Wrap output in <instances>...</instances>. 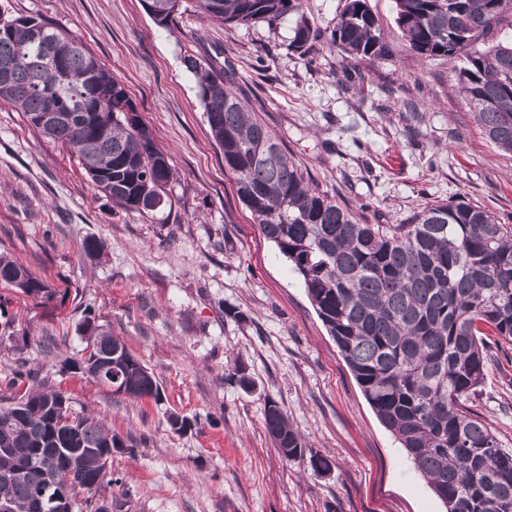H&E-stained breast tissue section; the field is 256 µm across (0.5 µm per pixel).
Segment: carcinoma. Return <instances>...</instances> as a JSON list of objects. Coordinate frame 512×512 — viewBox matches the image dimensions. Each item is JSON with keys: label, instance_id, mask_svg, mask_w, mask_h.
Wrapping results in <instances>:
<instances>
[{"label": "carcinoma", "instance_id": "cac0c4a2", "mask_svg": "<svg viewBox=\"0 0 512 512\" xmlns=\"http://www.w3.org/2000/svg\"><path fill=\"white\" fill-rule=\"evenodd\" d=\"M404 40L425 57L464 56L456 74L464 103L487 139L512 155V38L483 50L475 42L507 27L512 0H395ZM158 25L192 11L226 24L272 28L300 10L299 0H154ZM43 31L34 42L35 31ZM321 32L297 19L292 46L308 52ZM357 66L389 55L367 0H348L326 36ZM63 51V71L47 57ZM224 168L264 237L301 277L308 298L383 426L423 475L446 512H512V450L464 401L484 381L485 329L512 345V226L463 200L427 205L404 224H370L304 181L277 137L224 83V75L183 57ZM0 100L13 104L43 137L70 149L95 184L121 208L149 214L168 203L173 178L166 152L135 110L124 85L76 36L42 18L0 14ZM46 114L63 119L38 123ZM37 299L51 288L6 254L0 284ZM79 358L60 376H81L116 393L162 399L153 372L112 331L79 323ZM18 360L0 395V505L41 512L39 503L74 512H109L96 501L106 484L102 456L124 443L100 419L77 411L51 379ZM266 430L288 460L308 458L316 472L331 462L309 452L277 402L265 405Z\"/></svg>", "mask_w": 512, "mask_h": 512}]
</instances>
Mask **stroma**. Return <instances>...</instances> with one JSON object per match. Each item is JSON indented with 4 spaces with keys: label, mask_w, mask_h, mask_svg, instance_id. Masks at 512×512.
I'll return each instance as SVG.
<instances>
[{
    "label": "stroma",
    "mask_w": 512,
    "mask_h": 512,
    "mask_svg": "<svg viewBox=\"0 0 512 512\" xmlns=\"http://www.w3.org/2000/svg\"><path fill=\"white\" fill-rule=\"evenodd\" d=\"M347 2L301 0L323 34L303 56L290 45L291 15L271 29L188 12L166 29L143 0H0L6 15L77 36L125 86L174 173L170 207H116L68 148L0 101V253L56 292L42 304L0 284V328L27 337L24 359L51 375L80 356L76 326L92 312L162 387L157 402L60 381L76 410L125 443L98 494L112 512H445L364 398L301 278L238 200L183 65L194 55L227 72L307 180L370 223L463 200L512 224V157L462 102L461 59L417 56L395 0H368L392 54L362 63L361 80L343 89L349 62L325 35ZM409 102L422 114L412 132L402 119ZM87 237L103 242L99 258L82 252ZM491 351L469 406L512 449V345ZM241 370L250 388L238 383ZM270 399L331 470L282 457L265 429ZM173 412L191 428L171 430Z\"/></svg>",
    "instance_id": "35a3bbf8"
}]
</instances>
